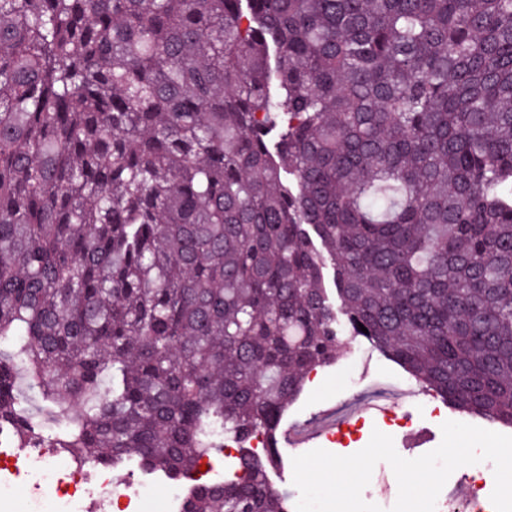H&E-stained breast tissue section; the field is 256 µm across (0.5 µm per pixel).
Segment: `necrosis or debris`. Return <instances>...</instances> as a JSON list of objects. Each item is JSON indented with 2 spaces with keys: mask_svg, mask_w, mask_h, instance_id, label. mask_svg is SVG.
<instances>
[{
  "mask_svg": "<svg viewBox=\"0 0 512 512\" xmlns=\"http://www.w3.org/2000/svg\"><path fill=\"white\" fill-rule=\"evenodd\" d=\"M22 484L29 488L23 506L14 497ZM152 488L146 481L113 484L109 469L72 464L56 448L16 450L0 440V512H82L89 498L102 512H142Z\"/></svg>",
  "mask_w": 512,
  "mask_h": 512,
  "instance_id": "1",
  "label": "necrosis or debris"
}]
</instances>
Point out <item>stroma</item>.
<instances>
[{"instance_id":"1","label":"stroma","mask_w":512,"mask_h":512,"mask_svg":"<svg viewBox=\"0 0 512 512\" xmlns=\"http://www.w3.org/2000/svg\"><path fill=\"white\" fill-rule=\"evenodd\" d=\"M380 396L390 399L389 407L407 427L389 425L380 415H367L359 440L349 446L358 452L370 441L373 431L392 437L397 453L414 459L436 449L442 441L441 426L452 420L503 432L501 424L458 412L432 393L413 385L395 362L373 350L362 338L345 341L335 364L311 376L298 400L282 418L281 432L295 427H316L352 412L358 403ZM424 432L429 439L418 448L408 447L411 435Z\"/></svg>"}]
</instances>
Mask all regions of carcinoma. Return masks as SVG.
<instances>
[{"instance_id":"obj_1","label":"carcinoma","mask_w":512,"mask_h":512,"mask_svg":"<svg viewBox=\"0 0 512 512\" xmlns=\"http://www.w3.org/2000/svg\"><path fill=\"white\" fill-rule=\"evenodd\" d=\"M346 333L512 427V0H0L10 446L289 512Z\"/></svg>"}]
</instances>
